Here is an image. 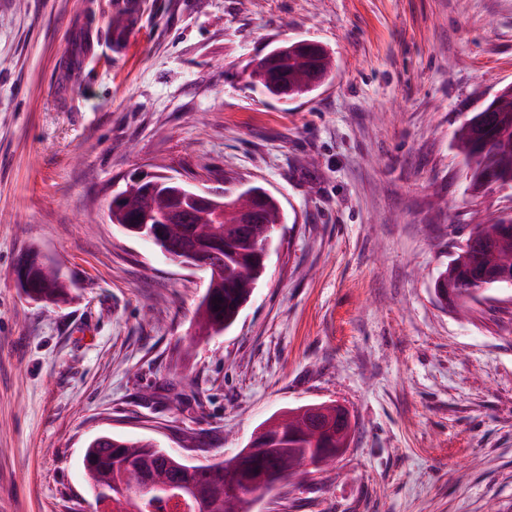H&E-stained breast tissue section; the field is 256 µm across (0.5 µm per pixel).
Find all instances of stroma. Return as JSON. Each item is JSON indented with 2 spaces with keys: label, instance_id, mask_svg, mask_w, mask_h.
<instances>
[{
  "label": "stroma",
  "instance_id": "35a3bbf8",
  "mask_svg": "<svg viewBox=\"0 0 512 512\" xmlns=\"http://www.w3.org/2000/svg\"><path fill=\"white\" fill-rule=\"evenodd\" d=\"M302 39L332 79L288 101L250 86ZM509 84L512 0H0V512H97L99 434L207 464L326 401L349 447L253 512H512V286L459 313L434 295L477 213L512 206L472 199L452 141ZM145 167L263 186L285 215L234 325L194 346L205 273L108 218ZM31 248L67 304L17 287Z\"/></svg>",
  "mask_w": 512,
  "mask_h": 512
}]
</instances>
